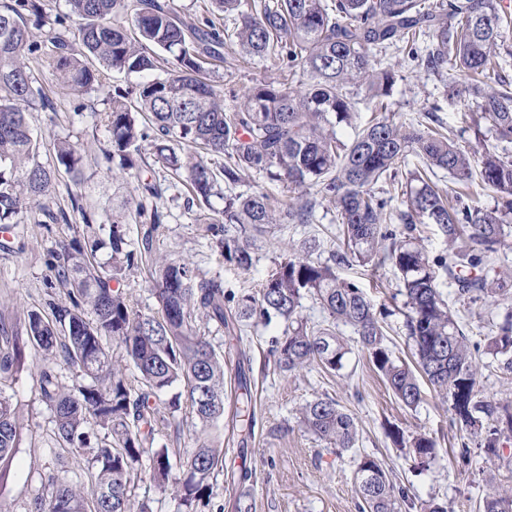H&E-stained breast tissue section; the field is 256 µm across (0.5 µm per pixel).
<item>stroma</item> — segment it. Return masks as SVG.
<instances>
[{
	"label": "stroma",
	"mask_w": 512,
	"mask_h": 512,
	"mask_svg": "<svg viewBox=\"0 0 512 512\" xmlns=\"http://www.w3.org/2000/svg\"><path fill=\"white\" fill-rule=\"evenodd\" d=\"M386 57L399 64L398 77L386 99L396 120L415 124L433 108L450 140L461 149H488L512 157V142L497 139L489 130L478 136L468 129L465 107L455 96L452 84L413 62L399 61L395 48H387ZM32 69L50 88L55 108L51 117L40 111L31 115L34 129L44 142L42 160H49L51 145L57 137L77 142L86 159L100 156L108 134L104 128L95 127L93 115L106 109L105 91L93 89L76 97L40 64H33ZM275 73L272 62L255 60L219 69L213 79L218 90L237 92ZM78 104L83 107L79 117L73 112ZM143 175L156 180L161 188L156 204L164 215V224L155 243L158 252L200 272L221 277L226 292L238 295L259 288L284 254L304 240H319L320 247L313 257L321 262L330 261L339 249L334 237L336 211L325 203L317 207L313 223L292 224L272 235L255 236V265L251 271L242 272L226 264L211 248L204 225L195 221V208L187 203L184 187L176 185L156 165L145 168ZM41 218L36 211L24 214L14 229L10 249H0V322L20 336L25 333L29 311L45 313L49 302H64L63 291L49 285L48 252L59 237L73 236L82 228L76 215L66 225H47ZM337 271L362 289L376 309L386 313L387 345L396 355L410 358L412 346L405 327L407 308L399 275L392 265L374 270L350 258L338 265ZM460 311L463 328L472 343H483L485 336L512 312V293L491 303L480 301L461 306ZM283 330L284 325L279 322L267 327H248L243 335L253 367L255 419L254 435L248 445L253 476L243 491L253 512H359L352 478L360 456L366 453L385 460L393 470L413 503L411 512H420L419 503L431 498L444 503L447 512H479V502L488 484L512 483V468L504 464L505 459H512V439L504 440L502 458L482 459L469 469L458 467L453 455L461 448L466 433L452 422L448 403L428 391L416 409L402 406L357 345L350 327L337 328L351 352L344 368L333 375L316 365L292 375L274 371L268 362V350L272 339L282 336ZM42 364L40 350L26 348L23 364L0 384V393L10 399L23 432L15 451L13 471L0 486V503L9 512H28L36 497L48 494V474L59 475L70 485L83 488L96 466L92 450L76 451L59 441L54 413L40 394ZM324 393L356 417L360 435L355 448L337 452L299 425L298 407ZM392 425L408 435L426 433L435 439V460L428 469H415L408 450L395 447L386 435L387 427ZM203 436L199 424L183 413L171 425L158 429L154 444L171 448L173 476L181 475L187 452ZM132 494L135 502L145 505L148 512H178V501L171 490L153 481L148 460H141L138 465Z\"/></svg>",
	"instance_id": "obj_1"
}]
</instances>
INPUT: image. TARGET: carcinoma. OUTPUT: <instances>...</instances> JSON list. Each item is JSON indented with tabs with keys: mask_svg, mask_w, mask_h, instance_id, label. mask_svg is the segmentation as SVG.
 <instances>
[{
	"mask_svg": "<svg viewBox=\"0 0 512 512\" xmlns=\"http://www.w3.org/2000/svg\"><path fill=\"white\" fill-rule=\"evenodd\" d=\"M69 15L81 20L73 30L56 32L48 41L36 30L44 22L38 0H14L0 7V227L11 228L20 216L39 208L55 222L49 200L62 175L70 177L72 211L84 231L63 238L49 251L51 285L65 291L67 302L50 304L51 315L28 314L26 333L44 353L40 369L42 398L53 410L62 444L90 449L98 463L89 490L69 485L56 474L47 477L50 495L33 500L29 512H134L131 483L136 464L150 458L154 481L172 486L180 512H202L214 505V479L224 472V444L199 441L189 452L183 478L170 482V448L153 447L157 427L188 414L205 430L224 422L225 354L215 351L195 326V313L224 329L236 341L234 390L242 416L251 401L252 367L241 348L248 325L286 324L270 354L287 374L313 363L329 372L344 367L350 349L337 335L339 324L357 336L391 390L405 407L422 401L421 380L448 401L453 421L467 434L455 456L461 466L472 461L471 447L487 457L500 456L501 437L512 433V399L479 392L487 364L475 355L470 337L439 291L445 276L455 285L456 300L475 303L508 293L507 282L490 277L496 253L512 235V159L486 151L468 155L430 125L404 126L387 113L384 99L395 83V65L377 52L401 44L410 60L442 77L452 69L466 77L461 96L475 105V134L481 124L497 138L512 141V92L492 89L491 73L502 70L501 49L512 40V21L501 14L500 0H213L224 25L205 18L182 21L159 0H65ZM425 43L419 50L418 42ZM232 49L244 61L270 60L282 80H259L232 95L233 105L214 85L206 59L224 62L220 49ZM42 54L44 66L75 95L104 88L114 73L137 81L113 90L108 109L96 113L109 133L102 166L138 184L112 201V221L97 222L83 205L84 174L78 147L66 138L53 143L52 160H40L41 143L28 114L53 111L46 88L31 70ZM307 74L304 90L288 77ZM365 92L374 115L359 128L351 88ZM354 129L347 141L339 127ZM182 182L200 210L195 221L206 225L210 245L224 261L248 272L254 267L250 236L270 233L282 224H310L317 199L334 204L339 232L349 255L377 269L390 263L405 288L408 338L415 367L394 356L371 301L356 285L339 277L335 263L316 262L307 252L316 240L303 242L304 255L292 254L278 264L256 291L236 297L224 292V280L208 277L187 263L159 255L153 240L132 242L128 217L150 215L161 224L157 208L146 202L161 196L158 184L139 180L143 150ZM419 162L410 165L409 156ZM226 161L220 169L208 157ZM405 171L406 210L400 220L411 229L433 224L448 242V256L435 262L408 238L397 241L383 230L387 200L375 186ZM443 170L469 189L491 188L506 197V210H484L468 203L471 193L445 191L431 178ZM251 173L272 181L287 178L292 202L278 205L261 191L225 192ZM223 201L214 207L212 198ZM391 240L386 245L384 241ZM146 267L159 304L157 315L134 312L131 295L121 287L126 272ZM321 304L326 319L308 324L298 318L305 295ZM235 303L234 310L227 304ZM119 342L138 372L135 389L112 364L103 340ZM12 352L0 357V372L21 364L20 338L0 328ZM484 354L496 368L512 375V315L486 337ZM63 361L90 379L64 391L53 364ZM167 400L161 394L177 385ZM303 427L325 443L352 448L359 439L356 419L326 394L299 409ZM105 430L94 437L93 427ZM238 482L251 477L245 445L252 435L241 424ZM395 446L412 448L419 467L435 459L434 438L419 434L407 441L389 433ZM22 433L9 398L0 394V485L7 480ZM360 512H402L407 501L384 460L364 455L353 474ZM481 512H512V485H492Z\"/></svg>",
	"mask_w": 512,
	"mask_h": 512,
	"instance_id": "1",
	"label": "carcinoma"
}]
</instances>
